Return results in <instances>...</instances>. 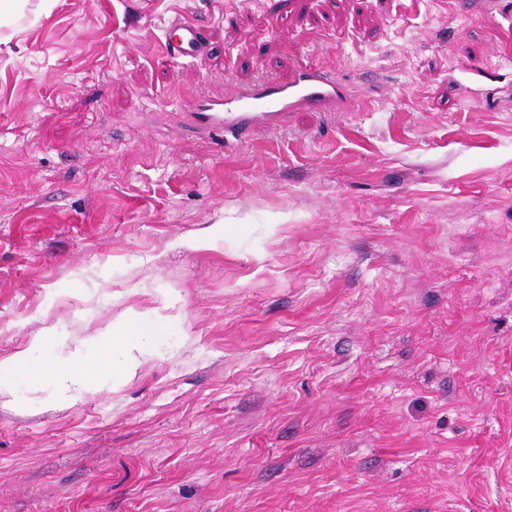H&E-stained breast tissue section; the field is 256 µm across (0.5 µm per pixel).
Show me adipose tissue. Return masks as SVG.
<instances>
[{
    "mask_svg": "<svg viewBox=\"0 0 512 512\" xmlns=\"http://www.w3.org/2000/svg\"><path fill=\"white\" fill-rule=\"evenodd\" d=\"M55 0H0V30L16 35L21 21L37 22L51 15ZM41 338L13 356L0 360V398L14 396L15 381L34 375L46 377L57 403L72 405L90 389L91 373L81 349H74L68 359L55 362L41 354Z\"/></svg>",
    "mask_w": 512,
    "mask_h": 512,
    "instance_id": "ef3b65f1",
    "label": "adipose tissue"
}]
</instances>
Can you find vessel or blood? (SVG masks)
<instances>
[{"label":"vessel or blood","mask_w":512,"mask_h":512,"mask_svg":"<svg viewBox=\"0 0 512 512\" xmlns=\"http://www.w3.org/2000/svg\"><path fill=\"white\" fill-rule=\"evenodd\" d=\"M456 2L494 31L501 30L504 22L512 18L502 10L499 0ZM163 45L173 60H197L209 51L208 39L199 25L180 17L169 22ZM350 101L345 85L328 70L306 60L297 65L288 82H269L247 95L228 94L219 103L189 99L182 103L181 109L192 128L210 135L223 133L224 144L229 147L241 144L253 128L285 126L292 112H342L348 109Z\"/></svg>","instance_id":"obj_1"}]
</instances>
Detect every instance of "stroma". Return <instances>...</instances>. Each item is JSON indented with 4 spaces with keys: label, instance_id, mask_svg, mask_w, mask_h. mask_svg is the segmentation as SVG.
<instances>
[{
    "label": "stroma",
    "instance_id": "35a3bbf8",
    "mask_svg": "<svg viewBox=\"0 0 512 512\" xmlns=\"http://www.w3.org/2000/svg\"><path fill=\"white\" fill-rule=\"evenodd\" d=\"M210 54L171 61L162 28ZM324 63L234 152L180 99ZM151 325L141 368L99 341ZM0 512H512V31L449 0H58L0 43ZM163 45L173 60H197L207 56L209 44L200 26L193 20L175 18L164 31ZM42 340L35 336L30 345L13 356L0 360V398L14 397V380L33 375L44 376L54 400L63 405H73L83 399L90 389L91 372L84 356L76 347L64 362H55L41 354Z\"/></svg>",
    "mask_w": 512,
    "mask_h": 512
}]
</instances>
